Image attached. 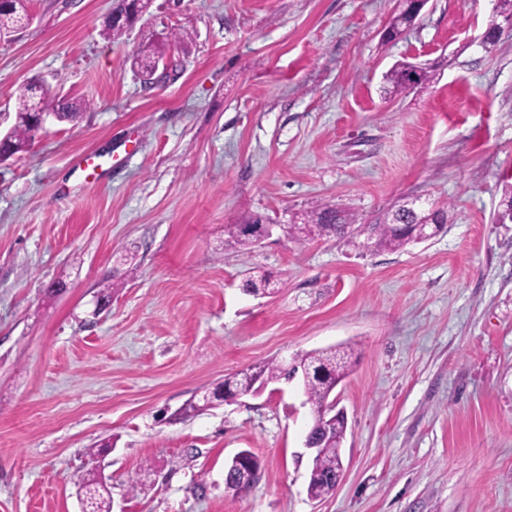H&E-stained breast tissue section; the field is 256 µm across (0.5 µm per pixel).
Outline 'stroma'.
I'll return each mask as SVG.
<instances>
[{
    "label": "stroma",
    "mask_w": 512,
    "mask_h": 512,
    "mask_svg": "<svg viewBox=\"0 0 512 512\" xmlns=\"http://www.w3.org/2000/svg\"><path fill=\"white\" fill-rule=\"evenodd\" d=\"M112 6L30 0L32 23L0 38L1 124L31 82L85 107L0 161V512H81L94 465L112 512H512V223L495 221L512 29L482 41L496 0H428L394 40L400 0H154L116 41ZM149 44L169 65L150 86L133 67ZM399 61L430 72L390 96ZM416 195L448 223L396 251L286 229L321 204L373 224ZM252 215L278 227L242 252L231 230ZM263 274L273 293L246 292ZM340 343L356 357L334 391L345 474L323 501L298 381L175 417L224 378ZM243 449L260 470L236 494L224 469Z\"/></svg>",
    "instance_id": "stroma-1"
}]
</instances>
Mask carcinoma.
I'll return each mask as SVG.
<instances>
[{"mask_svg":"<svg viewBox=\"0 0 512 512\" xmlns=\"http://www.w3.org/2000/svg\"><path fill=\"white\" fill-rule=\"evenodd\" d=\"M28 0H12L0 9V31L6 34L21 28V22L28 13ZM415 12L409 10L395 15L389 25L392 37L400 35L410 26ZM512 17V0H497V6L488 21L486 33L489 37L499 38L498 32ZM408 63L395 65L386 75V82L392 92L398 93L406 88ZM46 92L31 85L20 89L15 123L10 128L11 145L14 152L25 150L38 134V128L31 123V113L43 108ZM401 210L397 209L384 215L374 224L368 225V231L379 250H398L424 236L425 222L414 216L408 220V226L400 227ZM350 223L347 211L328 205H318L302 215L298 224L288 226L289 233L298 240L342 237L346 235V225ZM352 353L345 348H328L305 353L294 360L291 368L272 361L226 378L213 389L215 393L224 392L231 385L238 391H248L254 383L264 384L290 380L301 376L306 403L312 411V421L308 431L311 436L319 435L323 444L315 467L309 472L307 491L312 499H325L336 489V467L341 457V448L347 432L343 422L328 423L319 417V410L330 400L336 386L346 377L351 367ZM82 488L91 495L96 512H110L109 490L100 486L97 473L91 471L82 480Z\"/></svg>","mask_w":512,"mask_h":512,"instance_id":"1","label":"carcinoma"}]
</instances>
